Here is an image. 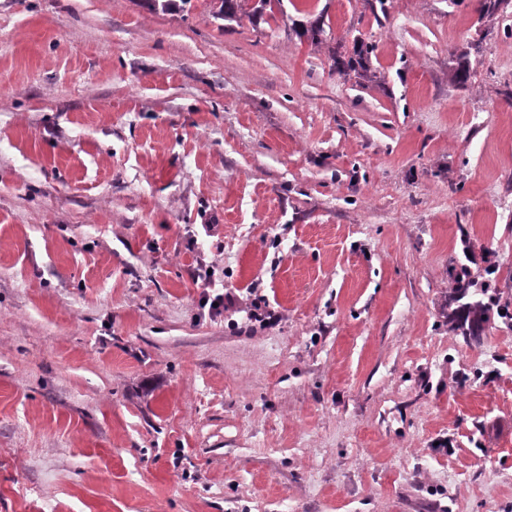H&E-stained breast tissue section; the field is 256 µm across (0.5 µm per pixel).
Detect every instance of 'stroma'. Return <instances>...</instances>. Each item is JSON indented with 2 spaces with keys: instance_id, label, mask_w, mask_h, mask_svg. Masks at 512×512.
Here are the masks:
<instances>
[{
  "instance_id": "obj_1",
  "label": "stroma",
  "mask_w": 512,
  "mask_h": 512,
  "mask_svg": "<svg viewBox=\"0 0 512 512\" xmlns=\"http://www.w3.org/2000/svg\"><path fill=\"white\" fill-rule=\"evenodd\" d=\"M481 8L0 0V512H512ZM220 2L218 16L223 19H233L237 15L244 14L249 17L261 16L267 9L270 13H273L274 3L280 4V0H218ZM250 2H254L249 5Z\"/></svg>"
}]
</instances>
